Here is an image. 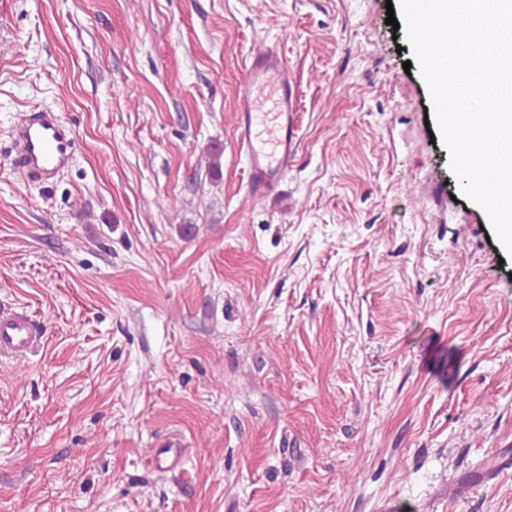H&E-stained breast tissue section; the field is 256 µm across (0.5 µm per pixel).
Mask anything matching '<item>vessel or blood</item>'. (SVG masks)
<instances>
[{
    "label": "vessel or blood",
    "instance_id": "obj_1",
    "mask_svg": "<svg viewBox=\"0 0 512 512\" xmlns=\"http://www.w3.org/2000/svg\"><path fill=\"white\" fill-rule=\"evenodd\" d=\"M295 103L293 74L282 52L270 46L257 49L244 69L236 126L251 198H268L296 157ZM11 137L19 168L37 182H51L76 153L72 128L59 112L23 114ZM43 335V324L25 306L0 305L1 356L25 355Z\"/></svg>",
    "mask_w": 512,
    "mask_h": 512
}]
</instances>
